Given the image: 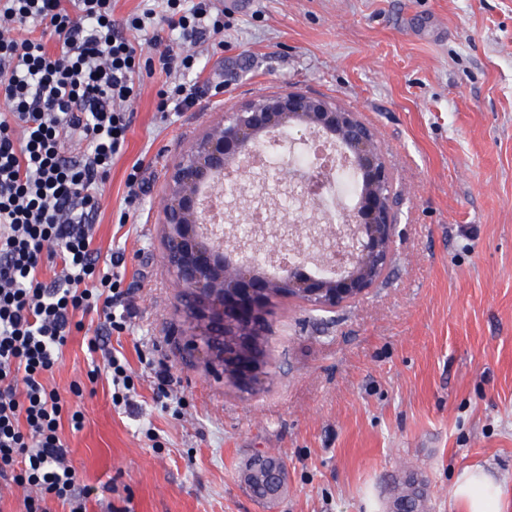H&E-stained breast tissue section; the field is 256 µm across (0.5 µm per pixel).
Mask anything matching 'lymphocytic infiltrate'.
I'll return each instance as SVG.
<instances>
[{
  "label": "lymphocytic infiltrate",
  "mask_w": 512,
  "mask_h": 512,
  "mask_svg": "<svg viewBox=\"0 0 512 512\" xmlns=\"http://www.w3.org/2000/svg\"><path fill=\"white\" fill-rule=\"evenodd\" d=\"M160 2L119 24L112 0H0V480L28 489L25 512L49 496L86 512L58 435L62 419L77 428L83 416L44 379L81 315L125 327L112 312L122 278L100 269L86 229L153 65L125 32L195 45L224 31L210 0ZM73 142L87 153L69 156ZM46 256L62 259L52 286Z\"/></svg>",
  "instance_id": "lymphocytic-infiltrate-1"
}]
</instances>
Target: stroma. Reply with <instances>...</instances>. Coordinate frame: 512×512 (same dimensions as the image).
I'll list each match as a JSON object with an SVG mask.
<instances>
[{"label": "stroma", "mask_w": 512, "mask_h": 512, "mask_svg": "<svg viewBox=\"0 0 512 512\" xmlns=\"http://www.w3.org/2000/svg\"><path fill=\"white\" fill-rule=\"evenodd\" d=\"M224 47L196 46L195 105L156 109L162 71L144 78L132 122L100 187L93 246L117 269L124 332L91 314L49 386L84 414L63 422L86 512H385L403 471L423 475L428 512H459L455 478L479 467L512 503V0H212ZM221 94H212L215 84ZM301 92L359 113L400 196L387 276L333 311L298 302L271 318V375L245 393L178 337L180 288L164 263L172 166L242 102ZM144 191L127 208L126 176ZM295 185L262 181L288 223ZM126 362L130 406H116L107 354ZM171 378L159 385L158 374ZM81 382V395L70 391ZM287 464L280 498L240 481L256 453Z\"/></svg>", "instance_id": "obj_1"}]
</instances>
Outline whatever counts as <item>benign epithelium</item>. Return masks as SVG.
Instances as JSON below:
<instances>
[{"label": "benign epithelium", "instance_id": "obj_1", "mask_svg": "<svg viewBox=\"0 0 512 512\" xmlns=\"http://www.w3.org/2000/svg\"><path fill=\"white\" fill-rule=\"evenodd\" d=\"M330 132L348 144L336 165H354L364 187L357 206L345 213L344 223L328 225L327 244L317 252L306 247L311 228L291 226L293 247L273 246L267 263L278 267L270 281L256 272L250 255L256 240L210 230L204 190L214 184L239 186L238 176L256 177L260 146L270 141L294 150L285 136L288 128ZM329 166L313 167L301 176L303 199L316 204L328 188ZM392 173L380 153L376 134L358 113L325 98L288 92L252 99L213 126L169 172L164 221V258L175 282L188 288L199 302L184 308L191 326L189 349L209 367L224 368L220 336L230 327L240 333L268 327L274 297L271 289L288 286L291 298L310 307L332 311L369 291L385 274L398 236L391 207Z\"/></svg>", "mask_w": 512, "mask_h": 512}]
</instances>
